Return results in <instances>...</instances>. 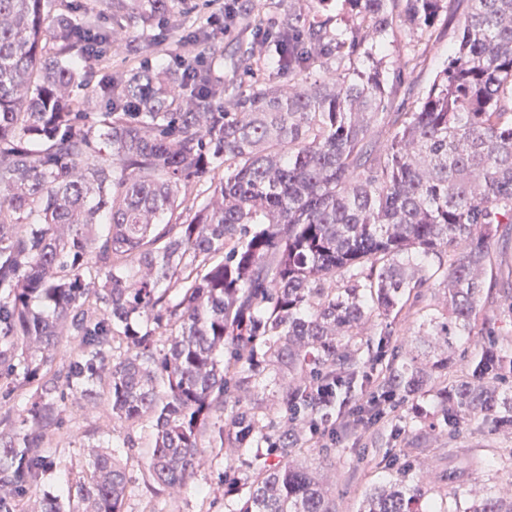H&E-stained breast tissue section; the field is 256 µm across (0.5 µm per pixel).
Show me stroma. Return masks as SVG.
<instances>
[{
    "label": "stroma",
    "instance_id": "obj_1",
    "mask_svg": "<svg viewBox=\"0 0 512 512\" xmlns=\"http://www.w3.org/2000/svg\"><path fill=\"white\" fill-rule=\"evenodd\" d=\"M306 7L307 0H238L230 29L224 33L211 27L209 16L213 8L207 0H185L164 24L138 29L136 40L127 47L110 50L103 58L91 62V81H110L113 75L135 70L144 61L151 62L154 68L168 69L172 60L183 57L189 43L205 36L215 49L214 54L205 56V65L213 81L224 84L228 92L246 93L267 83L288 84L290 74L276 65L275 42L261 45L257 37L270 23L287 25L289 14ZM468 10V0H451L449 24H437L426 36L412 33L401 17H394L393 31L366 41L351 66L365 71L373 63H380L387 84L393 89L388 111H411L427 93L436 73L446 65L454 47V32L464 23ZM243 43L254 47L255 59L248 68L237 63V48ZM411 55L419 57V66L412 71L402 69V61ZM409 412V406H402L393 420L349 436L336 445L320 440V447L331 450L330 455L321 458V472L332 481L338 512H357L365 490L395 473L404 461L402 451L406 448L425 449L441 471L466 467L474 457L485 461L490 458L493 466L469 469L468 484L495 491L512 483V464L507 461L512 455V441L493 435L477 421L455 438L437 437L423 425L408 422ZM63 417L62 428L49 441L54 466L40 478L33 496L57 493L70 473L91 461L94 446L118 447L127 434H145L141 428L127 429L113 418L107 406L93 407L77 396L67 399ZM229 463L228 452L207 449L205 463L186 485L154 495L144 483L145 451L133 449L127 459L130 483L124 512H227L219 477Z\"/></svg>",
    "mask_w": 512,
    "mask_h": 512
}]
</instances>
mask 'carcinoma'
Returning <instances> with one entry per match:
<instances>
[{
    "label": "carcinoma",
    "instance_id": "carcinoma-1",
    "mask_svg": "<svg viewBox=\"0 0 512 512\" xmlns=\"http://www.w3.org/2000/svg\"><path fill=\"white\" fill-rule=\"evenodd\" d=\"M53 2L0 0L1 488L25 493L52 469L48 439L75 393L151 429L154 493L190 481L206 447L269 444L275 462L224 478L231 512H336L302 459L332 407L433 393V431L477 419L512 435V279L493 276L491 248L512 224V0H470L426 96L392 113L381 68L345 60L396 8L424 32L445 0H343L333 65L331 0H309L288 22V85L220 111L224 88L188 61L186 79L115 76L86 96L103 112L76 109L84 53L130 41L180 0H137L110 29ZM492 291L507 315L479 329ZM401 319L414 339L385 362ZM63 336L72 354L58 363ZM456 364L467 371L448 377ZM413 468L372 484L358 512H512L510 488L481 495L462 471L436 485L429 459ZM128 482L117 451L96 455L67 481L69 512H123ZM332 5L328 11H326L323 15V19L326 20L327 30L330 34V37L326 39V43L328 44V49L331 51L336 44V41H332V39H336V34H344L347 27V15L343 10L341 0H332Z\"/></svg>",
    "mask_w": 512,
    "mask_h": 512
}]
</instances>
